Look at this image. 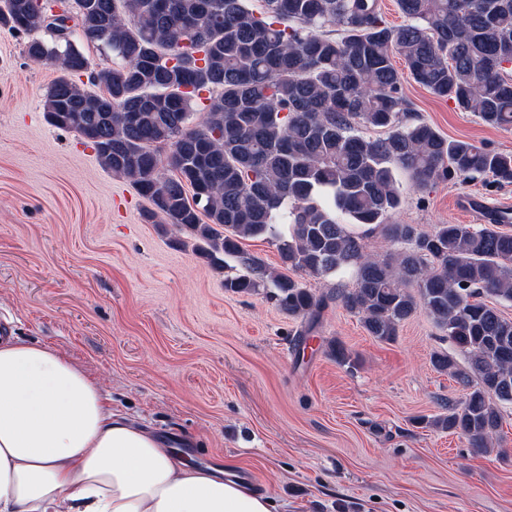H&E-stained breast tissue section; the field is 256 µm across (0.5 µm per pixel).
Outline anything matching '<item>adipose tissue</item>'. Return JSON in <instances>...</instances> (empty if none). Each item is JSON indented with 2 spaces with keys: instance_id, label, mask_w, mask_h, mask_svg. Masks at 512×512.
I'll list each match as a JSON object with an SVG mask.
<instances>
[{
  "instance_id": "1",
  "label": "adipose tissue",
  "mask_w": 512,
  "mask_h": 512,
  "mask_svg": "<svg viewBox=\"0 0 512 512\" xmlns=\"http://www.w3.org/2000/svg\"><path fill=\"white\" fill-rule=\"evenodd\" d=\"M232 467L190 463L69 358L0 338V512H275Z\"/></svg>"
}]
</instances>
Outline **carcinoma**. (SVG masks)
I'll list each match as a JSON object with an SVG mask.
<instances>
[{
  "label": "carcinoma",
  "instance_id": "obj_1",
  "mask_svg": "<svg viewBox=\"0 0 512 512\" xmlns=\"http://www.w3.org/2000/svg\"><path fill=\"white\" fill-rule=\"evenodd\" d=\"M404 22L385 23L376 0H74L49 18L44 0H0V28L36 34L26 53L58 67L44 111L130 179L168 223L194 233L235 294L271 283L281 310L311 327L327 300L267 272L242 241L265 235L282 263L317 277L354 271L339 294L381 342L422 307L468 355L431 362L466 390L448 414L425 421L486 452L512 405V233L499 224H387L400 204L395 170L424 188L437 179L512 183V155L448 139L408 122L393 55L438 97L492 128L512 127V0H397ZM342 28L338 37L321 29ZM118 58L91 68L81 43ZM89 73L88 89L72 79ZM208 93L206 118L189 126ZM386 135L370 139L364 128ZM169 146L167 156L161 148ZM384 227L403 249L379 260L341 218ZM415 292L408 291V288ZM492 302H487V299Z\"/></svg>",
  "mask_w": 512,
  "mask_h": 512
}]
</instances>
